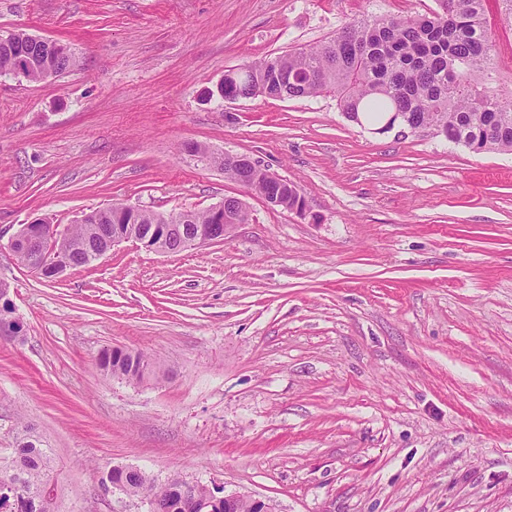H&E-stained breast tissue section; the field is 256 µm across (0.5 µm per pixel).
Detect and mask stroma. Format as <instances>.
<instances>
[{
	"label": "stroma",
	"instance_id": "35a3bbf8",
	"mask_svg": "<svg viewBox=\"0 0 512 512\" xmlns=\"http://www.w3.org/2000/svg\"><path fill=\"white\" fill-rule=\"evenodd\" d=\"M434 0H0V35L67 43L52 81L0 76V449L25 419L52 449L59 512H144L115 465L219 484L276 512H512V153L378 134L335 97L228 101L226 71ZM495 78L511 31L486 6ZM244 154L297 213L227 178ZM240 199L223 241L124 242L47 281L10 249L126 203L165 214ZM156 373L102 371L100 353ZM224 174L240 185L244 186L233 176L236 168L244 167L251 169L256 179L265 178L279 183L280 190L275 195H263V198L274 207H282L288 210L299 212L305 211V199L301 191L293 184L278 177L266 169L258 160L246 155L224 154ZM245 187V186H244ZM246 188V187H245ZM289 196V198H288ZM0 334L8 336H21L23 333L22 323L13 315L8 313L7 309L11 308V300L9 299V288L10 285L7 282H3L0 285ZM148 364L149 359L144 353L121 348L105 349L99 357L102 369L111 372L112 375L137 381L142 380L148 373L143 370Z\"/></svg>",
	"mask_w": 512,
	"mask_h": 512
}]
</instances>
